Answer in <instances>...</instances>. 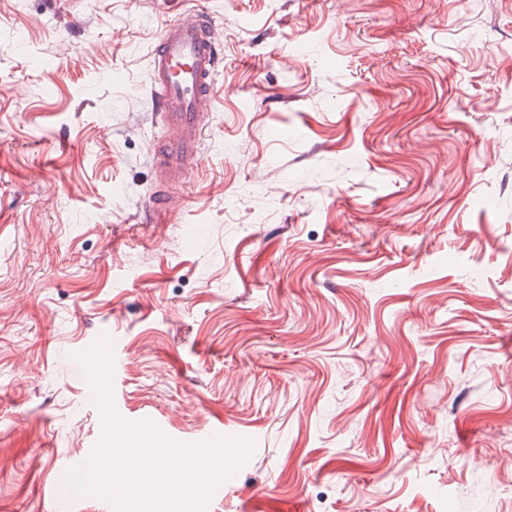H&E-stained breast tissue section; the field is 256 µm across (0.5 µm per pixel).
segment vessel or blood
<instances>
[{
  "mask_svg": "<svg viewBox=\"0 0 512 512\" xmlns=\"http://www.w3.org/2000/svg\"><path fill=\"white\" fill-rule=\"evenodd\" d=\"M221 62L220 47L197 18L168 24L151 53L152 95L162 120L178 132L158 161L167 174H177L195 159L202 132L197 104L212 94Z\"/></svg>",
  "mask_w": 512,
  "mask_h": 512,
  "instance_id": "obj_1",
  "label": "vessel or blood"
}]
</instances>
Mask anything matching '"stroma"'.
<instances>
[{"label": "stroma", "instance_id": "35a3bbf8", "mask_svg": "<svg viewBox=\"0 0 512 512\" xmlns=\"http://www.w3.org/2000/svg\"><path fill=\"white\" fill-rule=\"evenodd\" d=\"M102 335L122 417L252 441L205 512H512V0H0V512L100 439ZM205 22L189 18L168 24L151 53L153 98L162 120L178 132L157 163L168 175H176L195 159L202 132L197 104L212 94L222 62L221 48L211 40Z\"/></svg>", "mask_w": 512, "mask_h": 512}]
</instances>
